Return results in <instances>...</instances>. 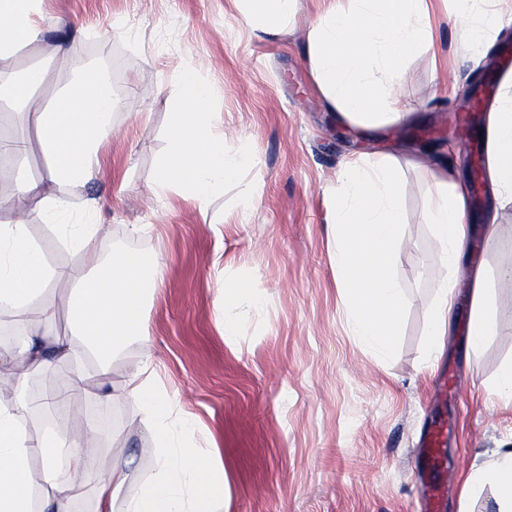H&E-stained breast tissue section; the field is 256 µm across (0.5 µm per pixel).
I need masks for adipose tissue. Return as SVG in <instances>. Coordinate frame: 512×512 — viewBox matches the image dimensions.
I'll return each mask as SVG.
<instances>
[{
  "label": "adipose tissue",
  "instance_id": "adipose-tissue-1",
  "mask_svg": "<svg viewBox=\"0 0 512 512\" xmlns=\"http://www.w3.org/2000/svg\"><path fill=\"white\" fill-rule=\"evenodd\" d=\"M38 0H0V103L14 112H28L47 69L37 63L21 68L17 55L38 43L43 28L32 17ZM246 25L267 36L295 13L297 0H245ZM350 7L329 4L308 34V54L314 79L339 116L375 129L405 120L383 86L404 75V60L414 53L433 51L428 0H350ZM453 24L463 44L482 56L502 29L512 0H455ZM180 96L174 104L167 147L156 176L159 192L172 191L205 204L223 191L251 163L243 150L228 151L221 117L209 108L210 88L195 68L178 76ZM507 94L496 98L487 117L486 181L495 198L512 203V71L505 72ZM115 100L111 83L90 70L64 90L49 110L37 113L40 148L48 159L46 178L24 173L14 177L18 220L0 222V313L26 323L35 299L55 281L75 282L69 301L76 343L53 337L49 324L55 312L41 306L43 323L28 327L21 345L0 351V362L17 361L28 370L58 368L52 400L34 405L22 396H0V512H73L80 488H89L93 512H115L124 487L138 489L125 512H215L224 500V468L215 453L192 447L198 429L194 416L175 413L154 378L152 360H144L127 379L125 391L142 405L144 421L157 452L152 469L142 470L116 458L108 468L86 457L74 437L64 434L63 408L80 378L66 365L92 353L100 370L133 337L147 333L145 302L158 288L163 267L156 256L106 250L100 227L74 224L69 243L101 262L99 276L82 269L52 267L32 240L23 220L31 212L66 215L93 214L102 206L99 196L74 197L107 165L102 147L112 134ZM435 187L426 214L439 245L445 275L439 283L428 329L433 352H441L452 327L457 274L468 254L471 216L470 186L452 161L434 163L423 157ZM468 346L479 350L493 330V307L483 267L472 270ZM54 416L42 438L30 439L22 422L33 408ZM495 490V512H512V448L494 450L490 461L473 466L464 497Z\"/></svg>",
  "mask_w": 512,
  "mask_h": 512
}]
</instances>
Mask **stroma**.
<instances>
[{"mask_svg":"<svg viewBox=\"0 0 512 512\" xmlns=\"http://www.w3.org/2000/svg\"><path fill=\"white\" fill-rule=\"evenodd\" d=\"M324 8L323 0H300L289 32L267 39L251 33L239 0H47L51 18L81 33L76 51L63 56L54 51L57 28L47 27L43 44L19 54V65H47L30 109L51 108L86 68L111 69L114 129L104 151L112 167L86 190L102 197L95 221L115 249L156 255L165 266L146 302L148 336L132 339L104 377L114 399L74 390L67 431L84 436L82 453L101 463L121 457L152 468L140 407L122 393L149 356L173 406L198 418L195 447L218 449L229 512H418L415 450L440 419L450 429L440 451L455 488L436 512H491L492 490L465 501L460 489L473 464L512 448V406L493 392L499 368L512 361V280L501 275L512 267V208H496L486 189L469 222L471 239L481 240L483 215L498 212V237L471 257L487 275L493 333L479 351L468 348V272L460 270L453 327L433 357L429 312L445 270L425 221L433 180L413 160L450 156L468 174L476 148L454 142L451 129L468 112L485 119L491 99L476 92L483 79L501 77L490 64L512 24L476 61L458 40L452 0H432L435 53L404 63L400 105L413 117L369 130L337 118L313 78L307 33ZM188 66L212 91L228 147L253 158L204 208L155 191L176 76ZM359 156L390 157L403 180L396 269L408 309L390 361L352 335L331 259L337 174ZM249 196L254 206H246ZM26 221L48 264L85 266L61 229L40 215ZM227 282L258 290L261 307L225 305ZM224 318L236 325L228 339ZM442 375L451 389L437 385Z\"/></svg>","mask_w":512,"mask_h":512,"instance_id":"35a3bbf8","label":"stroma"}]
</instances>
